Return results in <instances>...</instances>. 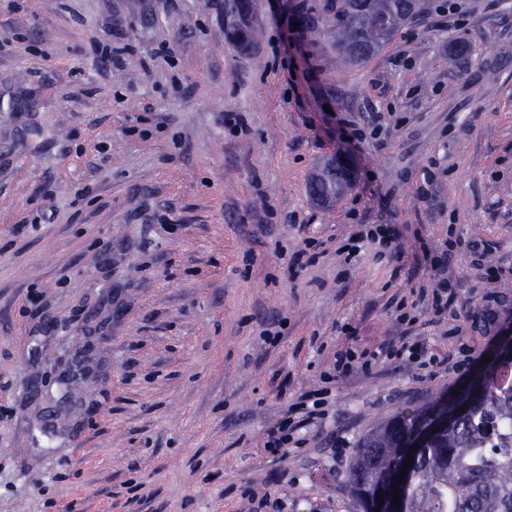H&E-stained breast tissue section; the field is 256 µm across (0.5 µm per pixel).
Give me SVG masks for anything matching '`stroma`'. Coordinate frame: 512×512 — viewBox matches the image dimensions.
<instances>
[{
    "mask_svg": "<svg viewBox=\"0 0 512 512\" xmlns=\"http://www.w3.org/2000/svg\"><path fill=\"white\" fill-rule=\"evenodd\" d=\"M322 3L255 0L243 53L224 0H0V512H361L347 468L375 420L512 336V0L461 22L420 0L344 68L293 25ZM343 118L364 132L344 155ZM337 155L352 188L318 205L308 181ZM361 224L394 225L402 258L368 243L344 263ZM441 263L440 315L420 290ZM404 342L463 366L329 381L337 349ZM74 356L89 375L44 428ZM302 397L324 425L265 447Z\"/></svg>",
    "mask_w": 512,
    "mask_h": 512,
    "instance_id": "35a3bbf8",
    "label": "stroma"
}]
</instances>
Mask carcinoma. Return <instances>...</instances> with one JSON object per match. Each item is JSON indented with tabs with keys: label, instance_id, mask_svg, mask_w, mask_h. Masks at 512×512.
I'll use <instances>...</instances> for the list:
<instances>
[{
	"label": "carcinoma",
	"instance_id": "obj_1",
	"mask_svg": "<svg viewBox=\"0 0 512 512\" xmlns=\"http://www.w3.org/2000/svg\"><path fill=\"white\" fill-rule=\"evenodd\" d=\"M418 12V0H325L324 32L336 44L337 64L355 65L388 47ZM252 0H224V38L238 49L258 39ZM351 185L347 165L325 161L309 191L320 204L340 199ZM512 356L458 389L448 420L415 454L404 489L405 512H512ZM438 401L379 419L359 440L348 465V487L362 512H373L377 492L406 456L407 438L436 417Z\"/></svg>",
	"mask_w": 512,
	"mask_h": 512
}]
</instances>
